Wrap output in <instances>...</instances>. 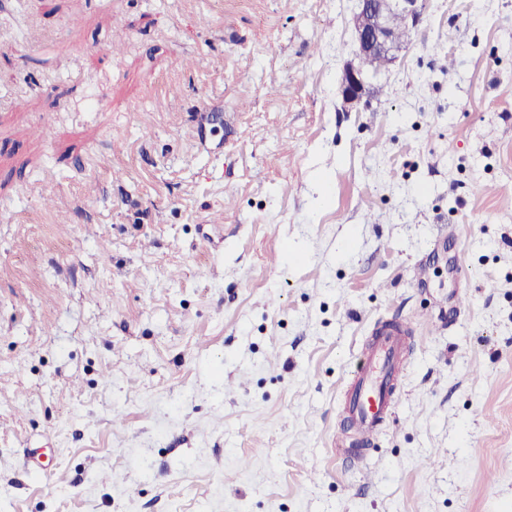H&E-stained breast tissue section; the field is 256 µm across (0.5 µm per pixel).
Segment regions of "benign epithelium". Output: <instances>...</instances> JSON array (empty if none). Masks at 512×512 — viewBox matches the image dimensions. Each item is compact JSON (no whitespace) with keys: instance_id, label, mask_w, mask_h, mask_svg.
I'll return each instance as SVG.
<instances>
[{"instance_id":"1","label":"benign epithelium","mask_w":512,"mask_h":512,"mask_svg":"<svg viewBox=\"0 0 512 512\" xmlns=\"http://www.w3.org/2000/svg\"><path fill=\"white\" fill-rule=\"evenodd\" d=\"M424 11V0H358L352 16L353 58L345 64L338 94L345 105L368 103L371 81L377 74L362 67L365 58L376 57L389 66L405 42L396 38L392 20L399 17L413 30Z\"/></svg>"}]
</instances>
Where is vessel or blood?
Masks as SVG:
<instances>
[{
	"instance_id": "1",
	"label": "vessel or blood",
	"mask_w": 512,
	"mask_h": 512,
	"mask_svg": "<svg viewBox=\"0 0 512 512\" xmlns=\"http://www.w3.org/2000/svg\"><path fill=\"white\" fill-rule=\"evenodd\" d=\"M403 328L382 325L374 333L353 378L355 393L348 405L350 421L362 439H369L393 410L389 379L405 347Z\"/></svg>"
}]
</instances>
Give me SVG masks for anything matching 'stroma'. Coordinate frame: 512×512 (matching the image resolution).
Here are the masks:
<instances>
[{
  "label": "stroma",
  "mask_w": 512,
  "mask_h": 512,
  "mask_svg": "<svg viewBox=\"0 0 512 512\" xmlns=\"http://www.w3.org/2000/svg\"><path fill=\"white\" fill-rule=\"evenodd\" d=\"M356 5L0 0V512H512V0ZM352 16V33L354 40L353 58L345 64L338 83V94L344 105L368 104L371 81L383 69L396 59V52L402 49L413 36L407 26L417 30L424 11V0H358ZM368 59L361 65V61ZM385 324L374 331V339L367 347L353 378L355 393L348 405L350 421L357 433L368 440L383 425L393 410L394 391L389 379L405 347V332Z\"/></svg>",
  "instance_id": "35a3bbf8"
}]
</instances>
